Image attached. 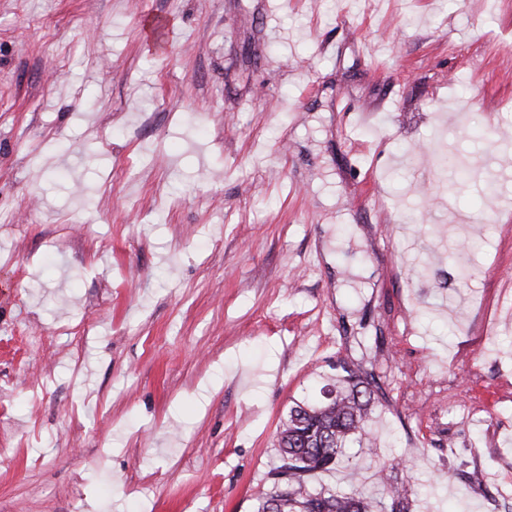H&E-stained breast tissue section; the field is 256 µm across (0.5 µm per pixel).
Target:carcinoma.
<instances>
[{"instance_id": "cac0c4a2", "label": "carcinoma", "mask_w": 512, "mask_h": 512, "mask_svg": "<svg viewBox=\"0 0 512 512\" xmlns=\"http://www.w3.org/2000/svg\"><path fill=\"white\" fill-rule=\"evenodd\" d=\"M336 396L328 402L291 409L279 433L280 463L270 472L271 488L258 498L256 512L279 503L280 512H372V501L361 493L314 489L311 479L342 463L345 444L365 434L373 391L358 367L340 361ZM389 512H409L405 484L385 487Z\"/></svg>"}]
</instances>
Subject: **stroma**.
I'll return each mask as SVG.
<instances>
[{
	"instance_id": "1",
	"label": "stroma",
	"mask_w": 512,
	"mask_h": 512,
	"mask_svg": "<svg viewBox=\"0 0 512 512\" xmlns=\"http://www.w3.org/2000/svg\"><path fill=\"white\" fill-rule=\"evenodd\" d=\"M342 358L315 485L512 512V0H0V512H256Z\"/></svg>"
}]
</instances>
